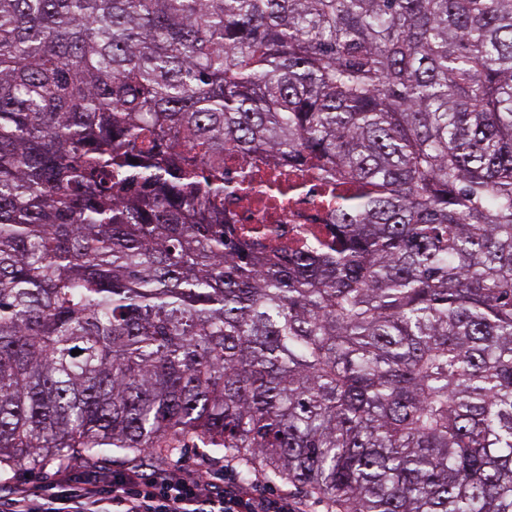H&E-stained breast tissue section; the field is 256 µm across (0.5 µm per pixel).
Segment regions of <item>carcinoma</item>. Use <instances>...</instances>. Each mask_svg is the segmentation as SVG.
<instances>
[{
  "label": "carcinoma",
  "mask_w": 512,
  "mask_h": 512,
  "mask_svg": "<svg viewBox=\"0 0 512 512\" xmlns=\"http://www.w3.org/2000/svg\"><path fill=\"white\" fill-rule=\"evenodd\" d=\"M229 150L354 185L336 237L224 222ZM187 436L512 512V0H0V467Z\"/></svg>",
  "instance_id": "obj_1"
}]
</instances>
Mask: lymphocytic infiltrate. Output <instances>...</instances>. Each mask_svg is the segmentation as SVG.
Returning <instances> with one entry per match:
<instances>
[{"instance_id":"1","label":"lymphocytic infiltrate","mask_w":512,"mask_h":512,"mask_svg":"<svg viewBox=\"0 0 512 512\" xmlns=\"http://www.w3.org/2000/svg\"><path fill=\"white\" fill-rule=\"evenodd\" d=\"M7 512H298L287 493L237 485L208 486L185 475L181 461L146 476L113 472L111 483L88 477L16 491Z\"/></svg>"}]
</instances>
